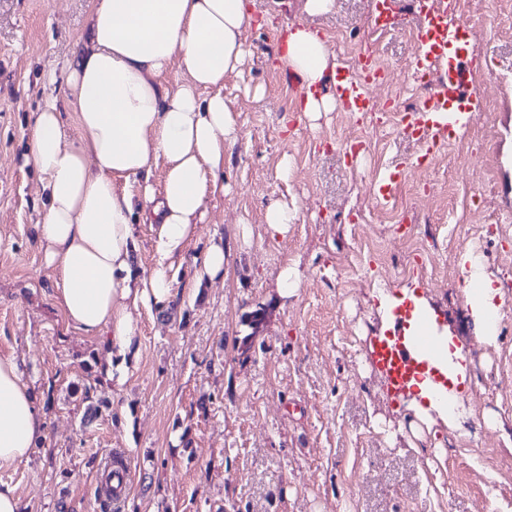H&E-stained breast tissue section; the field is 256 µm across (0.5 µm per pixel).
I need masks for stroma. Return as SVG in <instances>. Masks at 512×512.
<instances>
[{"label":"stroma","instance_id":"stroma-1","mask_svg":"<svg viewBox=\"0 0 512 512\" xmlns=\"http://www.w3.org/2000/svg\"><path fill=\"white\" fill-rule=\"evenodd\" d=\"M305 0H254L249 53L224 77L238 127L224 155L223 193L208 202L196 238L170 261L171 317L136 314L141 355L122 393L97 360L98 342L56 304L54 274L32 226L45 200L29 126L62 97L94 0H0V356L21 362L47 419L44 445L0 471L23 512H101L97 466L116 451L134 473L119 512H512V0H446L493 86L472 124L431 167L392 119L299 112L301 78L278 60L277 29L322 31L344 69L372 40L394 81L410 74L418 0H392L396 31L369 35L372 0H333L309 15ZM479 151L478 174L457 175L459 145ZM412 161L394 202L375 182ZM287 205V236L264 220ZM222 238L224 276L197 282L193 260ZM475 252L505 304L494 344L479 342L461 292L458 258ZM296 267L295 295L276 279ZM414 289L438 326L466 339L470 388L485 402L464 432L400 425V399L371 362L382 333L377 293ZM262 324L242 354L252 313ZM108 401L92 422L87 402Z\"/></svg>","mask_w":512,"mask_h":512}]
</instances>
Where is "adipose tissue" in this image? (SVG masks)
<instances>
[{
  "instance_id": "ef3b65f1",
  "label": "adipose tissue",
  "mask_w": 512,
  "mask_h": 512,
  "mask_svg": "<svg viewBox=\"0 0 512 512\" xmlns=\"http://www.w3.org/2000/svg\"><path fill=\"white\" fill-rule=\"evenodd\" d=\"M249 0H95L87 43L68 66L64 101L78 141L67 140L61 113L37 112L29 139L49 204L33 226L45 267L55 274V299L66 319L99 338L104 371L123 386L139 357L135 312L170 300L167 261L183 253L223 191L224 149L237 138L222 89L248 52L243 39ZM281 64L305 87L322 85L331 62L325 42L308 27L290 28ZM176 71L174 82L160 78ZM165 164L161 190L147 182ZM139 181V193L127 184ZM158 227L160 259L136 266L135 223ZM462 292L479 340H497L503 296L462 253ZM441 347L440 380L426 377L405 406L421 419L438 415L449 430L468 415L463 386L467 358L450 330ZM47 436L46 413L24 381L16 357H0V469L28 460Z\"/></svg>"
}]
</instances>
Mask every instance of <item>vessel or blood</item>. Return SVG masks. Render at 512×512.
Here are the masks:
<instances>
[{
    "label": "vessel or blood",
    "mask_w": 512,
    "mask_h": 512,
    "mask_svg": "<svg viewBox=\"0 0 512 512\" xmlns=\"http://www.w3.org/2000/svg\"><path fill=\"white\" fill-rule=\"evenodd\" d=\"M416 42L414 75L429 93L416 108L400 113L399 122L419 143L421 153L416 163L423 166L431 163L441 146L471 121L481 92L471 80L476 52L468 48L460 26L448 21L446 14L427 12L426 24L418 31ZM356 61V74L340 71L334 78L336 101L352 115L371 107L370 88L388 77L372 44L361 45ZM441 353L440 340L424 315L415 331L376 339L372 360L384 373L392 395L400 396L429 363L440 359ZM132 483L131 467L125 463L114 465L102 474L97 497L104 501L121 499Z\"/></svg>",
    "instance_id": "obj_1"
}]
</instances>
